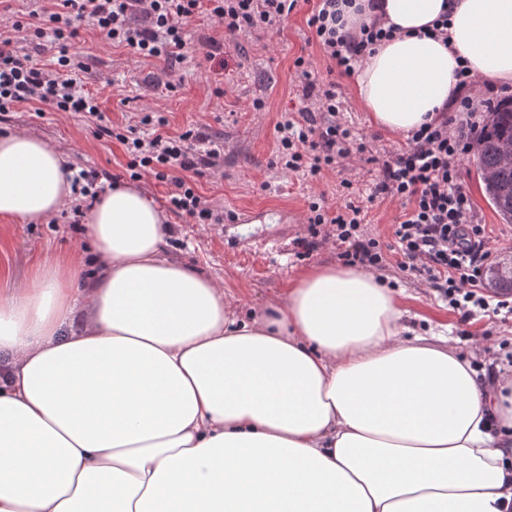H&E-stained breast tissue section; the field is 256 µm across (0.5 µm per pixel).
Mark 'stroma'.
Instances as JSON below:
<instances>
[{
  "label": "stroma",
  "mask_w": 512,
  "mask_h": 512,
  "mask_svg": "<svg viewBox=\"0 0 512 512\" xmlns=\"http://www.w3.org/2000/svg\"><path fill=\"white\" fill-rule=\"evenodd\" d=\"M310 10L307 0H300L279 32L236 39L225 37L223 28L207 15H198L187 27L188 56L173 67L160 59L134 57L90 26L80 28L69 45L70 53L79 54L86 65L79 81L99 97L102 111L112 122H124L134 113L150 109L167 119L169 133L191 127L223 145L222 168L199 178L197 187L215 213L224 215V222L197 224L186 216L169 215L168 251L178 261L223 280L248 314L261 313L304 269L338 264V248L331 240L320 243L309 256L297 257L293 242L307 234L308 205L321 196L326 206L335 207L341 180H350L354 191L362 192L376 175L375 166L369 164L328 170L316 179L282 172L275 165V126L284 113L295 111L298 103L294 59L310 57L320 79L336 81L344 101V121L374 138L377 148L389 149L402 140L401 135L373 125L357 99L353 78L330 72L329 60L308 43ZM213 38L224 41L222 60L206 56V44ZM165 79L176 83V91L154 89V82ZM256 98L265 100V111L252 110ZM16 128L64 147L68 166L94 169L122 180L128 177L122 146L96 137L93 124L79 114L51 110L41 114L35 105L24 104L14 108L7 121H0L1 131ZM462 170L477 214L487 226L493 256L512 254V224L501 223L485 199L472 160H464ZM76 245V232L61 221L0 222V294H7L13 283L30 278L44 258ZM384 276L402 290L405 321L415 331L447 327L449 336L464 350L471 337H478L482 346L472 360L474 368L491 373L506 366L500 345L512 343V318L479 313L464 321L435 289L400 271L396 263L388 264Z\"/></svg>",
  "instance_id": "35a3bbf8"
}]
</instances>
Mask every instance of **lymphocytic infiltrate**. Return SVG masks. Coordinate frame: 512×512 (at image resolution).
<instances>
[{
    "instance_id": "lymphocytic-infiltrate-1",
    "label": "lymphocytic infiltrate",
    "mask_w": 512,
    "mask_h": 512,
    "mask_svg": "<svg viewBox=\"0 0 512 512\" xmlns=\"http://www.w3.org/2000/svg\"><path fill=\"white\" fill-rule=\"evenodd\" d=\"M299 0H51L41 9V24L34 31L59 47L52 67H44L32 55L14 48L12 36L24 32L21 21H12L10 36L0 35V112L24 103H37L57 112H76L92 122L94 133L119 142L128 158V170L154 174L167 182L170 209L206 224L213 213L204 196L191 182L220 163V152L205 146L194 129L177 134L166 131L168 121L146 114L138 121L114 124L101 111L96 96L85 91L77 75L86 66L70 54L68 45L83 21L103 33L112 44L128 48L139 58L180 62L185 58V27L199 12H207L222 25L225 34L239 36L274 32L297 7ZM353 0H316L307 19L309 43L344 75L394 38L395 26L381 17L347 29L343 7ZM295 80L303 102L275 126L276 165L286 172H303L314 178L323 170L359 158L375 165L378 175L366 196L354 194L349 180H342L343 202L336 209L314 201L309 205L306 237L296 239L297 248L311 252L321 226L333 225L345 264L381 270L388 251H396L400 271L424 279L462 320L475 311L493 310L512 314V301L490 302L486 292V269L492 252L488 233L476 213L463 178L462 164L474 148L485 116L512 102L508 87L486 85L473 97L476 84L468 67H458L453 95L432 122L407 134L396 151L375 155L369 140L357 135L338 118L343 103L335 82L320 81L308 58L293 62ZM392 199L401 212L392 226V241L365 234L364 205Z\"/></svg>"
}]
</instances>
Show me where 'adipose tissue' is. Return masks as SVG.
<instances>
[{"mask_svg": "<svg viewBox=\"0 0 512 512\" xmlns=\"http://www.w3.org/2000/svg\"><path fill=\"white\" fill-rule=\"evenodd\" d=\"M399 36L355 74L405 134L459 60L512 85V0H384ZM450 45L424 36L440 14ZM58 147L0 134V220L72 198ZM134 182L99 193L75 251L0 295V512H512V379L413 333L373 271L320 265L263 315L170 257Z\"/></svg>", "mask_w": 512, "mask_h": 512, "instance_id": "adipose-tissue-1", "label": "adipose tissue"}]
</instances>
